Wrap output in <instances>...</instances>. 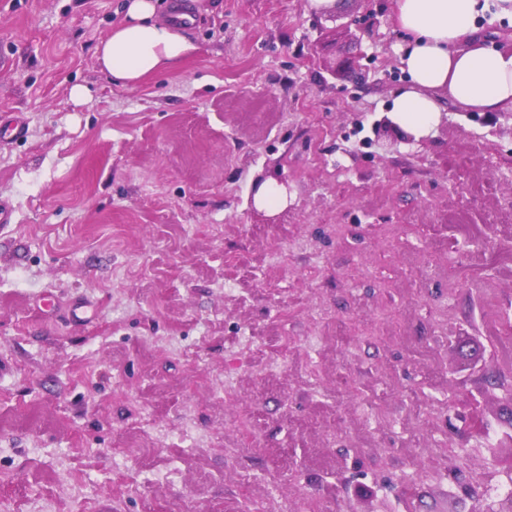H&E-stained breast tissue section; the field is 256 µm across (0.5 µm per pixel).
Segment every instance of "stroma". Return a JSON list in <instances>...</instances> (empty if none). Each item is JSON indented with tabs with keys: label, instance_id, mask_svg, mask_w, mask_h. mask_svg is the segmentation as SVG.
Instances as JSON below:
<instances>
[{
	"label": "stroma",
	"instance_id": "obj_1",
	"mask_svg": "<svg viewBox=\"0 0 512 512\" xmlns=\"http://www.w3.org/2000/svg\"><path fill=\"white\" fill-rule=\"evenodd\" d=\"M123 0H0V502L473 512L512 487V111L374 124L394 0H213L128 89ZM89 88L82 102L73 85ZM285 210L252 208L256 179ZM253 205L270 215L288 206V190L283 184L265 179L252 186Z\"/></svg>",
	"mask_w": 512,
	"mask_h": 512
}]
</instances>
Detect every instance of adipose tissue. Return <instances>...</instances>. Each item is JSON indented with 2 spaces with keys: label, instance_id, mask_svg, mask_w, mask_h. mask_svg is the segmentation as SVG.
I'll return each instance as SVG.
<instances>
[{
  "label": "adipose tissue",
  "instance_id": "ef3b65f1",
  "mask_svg": "<svg viewBox=\"0 0 512 512\" xmlns=\"http://www.w3.org/2000/svg\"><path fill=\"white\" fill-rule=\"evenodd\" d=\"M159 0H126L122 21L96 47L101 72L135 88L193 58L197 45L186 26L160 17ZM407 45L399 55L409 85L389 114L407 134L422 139L438 125L442 98L484 112L512 110V48L480 37V21L512 20V0H395Z\"/></svg>",
  "mask_w": 512,
  "mask_h": 512
}]
</instances>
